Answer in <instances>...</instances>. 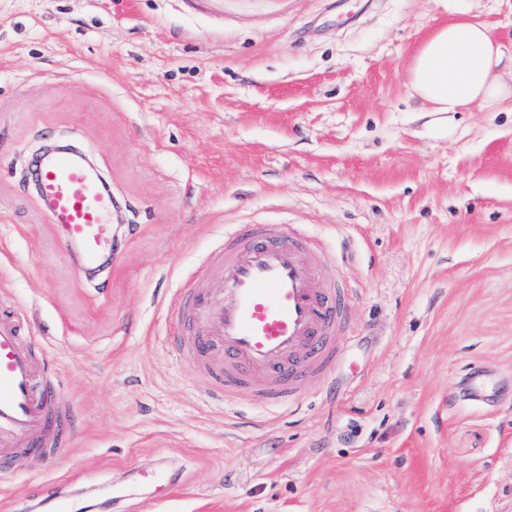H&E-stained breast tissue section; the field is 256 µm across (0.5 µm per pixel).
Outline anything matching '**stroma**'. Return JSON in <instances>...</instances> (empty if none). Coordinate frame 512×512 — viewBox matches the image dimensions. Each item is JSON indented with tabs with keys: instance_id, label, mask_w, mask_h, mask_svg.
<instances>
[{
	"instance_id": "obj_1",
	"label": "stroma",
	"mask_w": 512,
	"mask_h": 512,
	"mask_svg": "<svg viewBox=\"0 0 512 512\" xmlns=\"http://www.w3.org/2000/svg\"><path fill=\"white\" fill-rule=\"evenodd\" d=\"M512 56V0H469ZM445 0H0V306L74 404L0 512H512V112L430 127L407 91ZM69 143L112 186L100 292L27 188ZM229 224L320 238L354 339L249 426L172 354L173 293ZM174 481L155 497L139 476Z\"/></svg>"
}]
</instances>
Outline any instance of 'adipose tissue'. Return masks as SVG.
<instances>
[{
    "mask_svg": "<svg viewBox=\"0 0 512 512\" xmlns=\"http://www.w3.org/2000/svg\"><path fill=\"white\" fill-rule=\"evenodd\" d=\"M454 12V21L436 28L414 51L410 96L423 112H466L475 104L503 111L512 105V84L500 73L503 46L490 27L470 19L465 0H457Z\"/></svg>",
    "mask_w": 512,
    "mask_h": 512,
    "instance_id": "ef3b65f1",
    "label": "adipose tissue"
}]
</instances>
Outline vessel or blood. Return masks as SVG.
I'll return each mask as SVG.
<instances>
[{"label":"vessel or blood","mask_w":512,"mask_h":512,"mask_svg":"<svg viewBox=\"0 0 512 512\" xmlns=\"http://www.w3.org/2000/svg\"><path fill=\"white\" fill-rule=\"evenodd\" d=\"M59 248L98 279L118 261L112 191L80 151H44L34 188ZM315 240L287 224L225 229L204 273L171 298V346L225 405L300 406L310 378H326L350 333L353 291L323 280ZM70 402L49 381L26 318L0 307V469L20 450L54 456L69 442Z\"/></svg>","instance_id":"obj_1"}]
</instances>
